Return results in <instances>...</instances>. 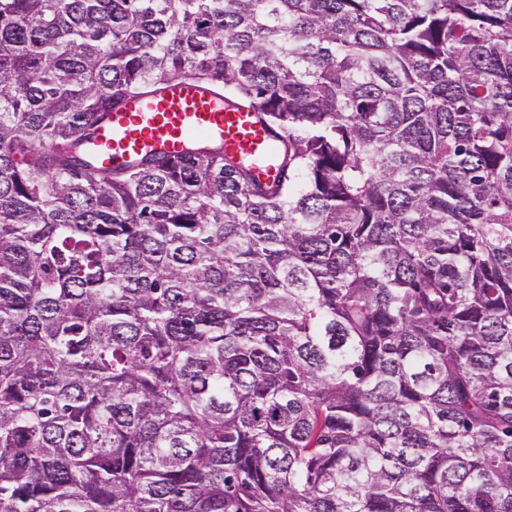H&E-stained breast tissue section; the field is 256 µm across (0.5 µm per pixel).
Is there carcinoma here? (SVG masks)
Listing matches in <instances>:
<instances>
[{
	"label": "carcinoma",
	"instance_id": "1",
	"mask_svg": "<svg viewBox=\"0 0 512 512\" xmlns=\"http://www.w3.org/2000/svg\"><path fill=\"white\" fill-rule=\"evenodd\" d=\"M0 512H512V0H0ZM254 107L233 106L224 94L183 78H171L157 94L128 93L112 105L91 145L96 164L119 169L156 156L184 157L198 134L229 156L252 162L264 185H275L276 140Z\"/></svg>",
	"mask_w": 512,
	"mask_h": 512
}]
</instances>
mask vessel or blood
<instances>
[{
    "label": "vessel or blood",
    "instance_id": "obj_1",
    "mask_svg": "<svg viewBox=\"0 0 512 512\" xmlns=\"http://www.w3.org/2000/svg\"><path fill=\"white\" fill-rule=\"evenodd\" d=\"M197 135L230 156L250 160L262 184L278 182L275 138L256 108L228 104L223 93L179 77L161 92L123 96L100 124L91 151L98 166L119 169L156 156L184 157Z\"/></svg>",
    "mask_w": 512,
    "mask_h": 512
}]
</instances>
